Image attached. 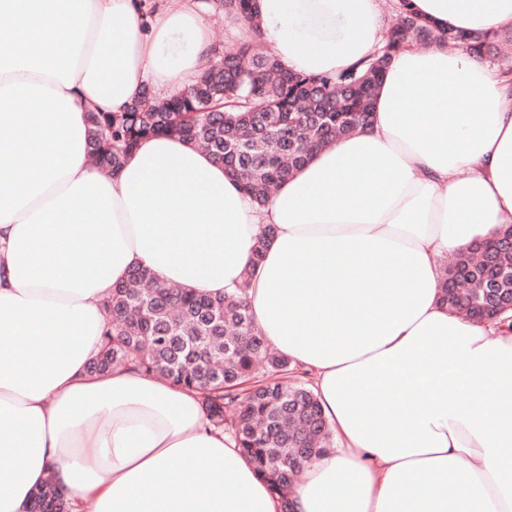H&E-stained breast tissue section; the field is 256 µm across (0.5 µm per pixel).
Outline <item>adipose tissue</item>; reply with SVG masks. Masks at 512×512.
I'll use <instances>...</instances> for the list:
<instances>
[{
    "mask_svg": "<svg viewBox=\"0 0 512 512\" xmlns=\"http://www.w3.org/2000/svg\"><path fill=\"white\" fill-rule=\"evenodd\" d=\"M438 34L512 29V0H410ZM0 512L52 481L91 512H280L194 391L89 373L105 292L137 268L246 287L268 344L308 370L332 435L295 512H512V330L441 300L439 261L512 224V82L437 38L394 57L371 122L315 150L265 208L208 151L145 139L114 173L88 115L177 93L213 40L196 0H0ZM382 0H259L289 70L362 67ZM23 101L28 111H12ZM274 232L252 265L264 225Z\"/></svg>",
    "mask_w": 512,
    "mask_h": 512,
    "instance_id": "ef3b65f1",
    "label": "adipose tissue"
}]
</instances>
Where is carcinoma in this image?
<instances>
[{"label":"carcinoma","mask_w":512,"mask_h":512,"mask_svg":"<svg viewBox=\"0 0 512 512\" xmlns=\"http://www.w3.org/2000/svg\"><path fill=\"white\" fill-rule=\"evenodd\" d=\"M225 18L255 22L258 0H202ZM432 28L397 0L396 23L363 72L307 76L285 69L258 40H243L209 60L198 81L158 103L145 87L124 112L89 116L90 155L107 172L118 170L140 141L178 136L224 161L259 206L300 167L310 152L370 122L378 84L410 40H428ZM448 47L479 56L492 37L452 31ZM489 277L470 254L446 268L441 288L448 308L475 319L512 310V250L493 256ZM110 323L90 372L133 364L142 372L197 392L210 424L230 434L270 490L291 512L290 489L303 467L322 456L330 431L317 396L301 372L267 344L255 325L246 289L211 296L161 283L136 269L104 299ZM46 484L29 512H71Z\"/></svg>","instance_id":"carcinoma-1"}]
</instances>
